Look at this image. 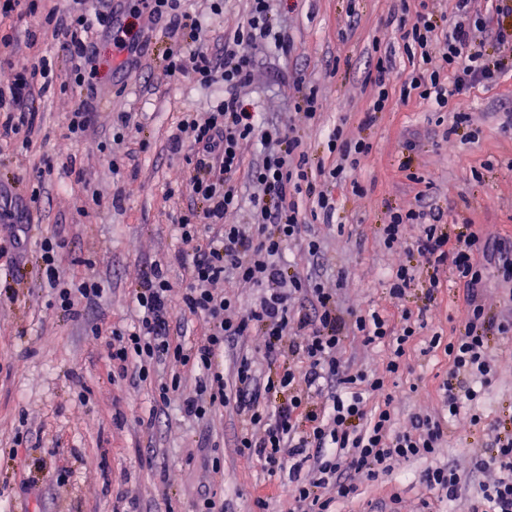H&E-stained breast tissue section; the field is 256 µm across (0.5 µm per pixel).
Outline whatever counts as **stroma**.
I'll use <instances>...</instances> for the list:
<instances>
[{"label": "stroma", "mask_w": 512, "mask_h": 512, "mask_svg": "<svg viewBox=\"0 0 512 512\" xmlns=\"http://www.w3.org/2000/svg\"><path fill=\"white\" fill-rule=\"evenodd\" d=\"M418 10L419 0H273L275 23L293 43L290 55L266 48L247 89L266 122L290 125L301 137L311 163L332 168L328 133L344 124L350 136L371 145L360 166L341 179L324 178L336 202L330 223L309 224L305 238L288 249L290 269L316 276L334 293L340 309H375L391 318L427 307L440 320L443 339L459 334L463 289L451 270L430 289V270L406 243L386 247L382 227L396 210L414 207L417 192L442 213L450 236L474 230L481 238L512 239V77L476 88L447 112L400 97L412 69L394 23L402 6ZM167 43L152 36L141 65L121 69L112 47L99 46L101 91L96 130L81 143L67 138V112L84 93L52 86L38 100L41 131L31 149L0 146V183L50 162L54 171L40 185L41 219L30 225L20 265L0 263V290L11 287L12 302L0 306V512H192L198 489L210 488L229 502L228 512H253L263 498L268 512H297L286 481L267 476L257 458L236 449L239 422L232 406L202 420L176 408H162L152 385L131 389L113 379L104 338L90 327L121 328L134 314L129 294L150 273V264L180 248L172 226L184 200L174 191L183 161L168 150L182 113L199 110L220 96V86L201 88L190 79L168 80L162 71ZM391 58L392 103L372 124L362 114L373 96L364 78L378 58ZM314 89L328 104L319 118L296 108L301 89ZM138 115V135L148 152L136 155L135 176L116 178L111 160L112 115ZM463 114L454 124V114ZM455 127L459 148L442 145L445 128ZM415 141L407 150V141ZM100 193L103 206L77 208L86 189ZM120 206H112L113 195ZM62 231L69 241L65 264L70 277H96L105 288L99 308L73 320L42 286L39 241ZM319 242L318 255L307 251ZM415 269L402 299L389 295L395 260ZM482 303L490 320L488 354L495 369L491 385L448 425L431 460H410L392 475L359 484L339 512H378L391 494L401 512H466L486 473L477 459L494 455L497 434L512 433V332L497 326L512 317L496 267H485ZM428 335L407 347V367L394 382L403 396L397 424L411 414L441 408L439 387L451 363L444 348H429ZM453 466L461 476L460 498L439 499L426 488L427 466Z\"/></svg>", "instance_id": "1"}]
</instances>
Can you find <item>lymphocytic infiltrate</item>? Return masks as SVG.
Instances as JSON below:
<instances>
[{"instance_id":"lymphocytic-infiltrate-1","label":"lymphocytic infiltrate","mask_w":512,"mask_h":512,"mask_svg":"<svg viewBox=\"0 0 512 512\" xmlns=\"http://www.w3.org/2000/svg\"><path fill=\"white\" fill-rule=\"evenodd\" d=\"M128 21H118L112 0H0V18L24 13L37 18L44 33L57 41L69 64L71 84L85 89L86 98L66 116L70 138L86 140L96 124L98 77L97 34L111 35L116 48L136 56L145 31L160 30L170 43L163 72L170 78L189 77L202 86L223 83L224 98L204 104L200 111L183 113L170 136V151L182 155L191 203L180 214L176 229L184 246L176 256L186 269L184 284L174 285L167 263L156 261L150 274L132 290L140 315L133 326L93 335H106L113 376L132 386L146 382L155 366L179 362L193 374L186 388L182 375L156 387L161 406L178 404L185 415L204 418L216 407L234 405L241 419L236 446L255 456L272 477L287 475L289 491L300 512H334L337 502L354 496L359 484L391 474L396 465L431 457L441 444L448 422L476 396V385L493 379L485 334L486 315L480 300L482 275L478 257L498 262L512 285V247L482 242L476 233L450 239L442 214L424 198L405 211L392 213L383 227L386 245L402 239L407 227L417 226L411 249L435 273L431 287H440L436 273L455 271L467 290L459 316L460 336L442 342L433 335L430 347L446 345L451 367L442 386V411L412 416L405 428L395 425L396 393L387 392L383 405L369 408L367 393L385 390L390 377L405 366V347L434 317L430 309L403 311L400 327L379 312L341 311L332 293L317 279L289 274L282 253L301 240L310 219L332 221L336 207L316 176L302 140L292 129L269 126L241 95L256 67L258 40L273 38L281 53H289L286 33L274 30L271 0H248L245 26L219 36L214 49L198 46L202 17L184 9L181 0H140ZM397 28L413 69L402 83V96H415L419 105L466 97L476 87H490L512 73V0H456L448 30L437 36L433 4L421 0L415 15H400ZM493 40V54L475 49L478 33ZM56 76V64L39 55L30 69L15 73L0 86V143L29 147L41 117L36 98ZM267 148L260 162L245 164L254 143ZM258 187L252 200L251 222L228 224L227 212L239 209L238 181ZM13 196L0 187V219L13 231L0 247V256L16 260L28 223L29 207L13 209ZM67 240L61 233L44 237L38 255L58 307L70 317L95 306L102 289L94 278L65 277L61 267ZM249 284L261 291L249 310H241L230 284ZM207 326L205 336L185 345L181 336L189 319ZM264 328L266 339L259 359L241 356L233 382H226L215 362L224 346L253 329ZM356 331L365 344L385 342L391 357L384 372L351 370L339 351L347 331ZM299 355L303 368L288 365ZM279 364L276 376L263 374L258 361ZM288 392V399L272 407V392ZM324 403L314 409L309 394ZM494 477L483 484L470 512H512V438L501 442L492 463Z\"/></svg>"}]
</instances>
